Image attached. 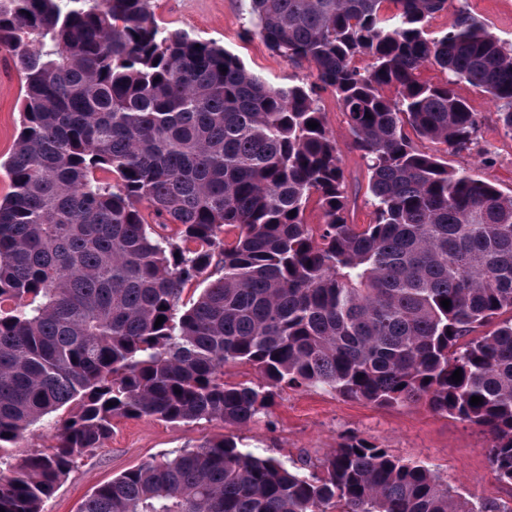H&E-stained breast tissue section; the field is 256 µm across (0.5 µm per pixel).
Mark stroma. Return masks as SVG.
I'll list each match as a JSON object with an SVG mask.
<instances>
[{
  "instance_id": "obj_1",
  "label": "stroma",
  "mask_w": 512,
  "mask_h": 512,
  "mask_svg": "<svg viewBox=\"0 0 512 512\" xmlns=\"http://www.w3.org/2000/svg\"><path fill=\"white\" fill-rule=\"evenodd\" d=\"M471 13L506 45H512V0H467ZM157 24L223 45L251 72L271 84L309 83L313 68L296 66L273 54L263 40L247 33L246 0H151ZM458 93L477 112L479 131L471 150L448 152L449 167L465 169L512 194V137L505 134L496 104L462 83ZM23 79L12 58L0 53V198L11 190L1 164L8 160L22 121ZM320 105L341 151L348 181L365 184L366 167L352 146V135L331 92ZM261 456L286 465L319 462L343 436L356 434L407 462L430 463L449 487L478 502L512 501V485L500 482L487 456L488 436L477 426L431 411L424 402L380 407L349 400L318 388L288 389L275 397L266 417L244 428L216 420L165 422L153 417L118 419L100 448L87 453L43 504V512H78L97 487L125 471L226 435Z\"/></svg>"
}]
</instances>
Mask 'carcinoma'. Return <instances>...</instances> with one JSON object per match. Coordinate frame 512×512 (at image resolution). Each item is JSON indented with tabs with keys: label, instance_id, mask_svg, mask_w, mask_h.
Instances as JSON below:
<instances>
[{
	"label": "carcinoma",
	"instance_id": "carcinoma-1",
	"mask_svg": "<svg viewBox=\"0 0 512 512\" xmlns=\"http://www.w3.org/2000/svg\"><path fill=\"white\" fill-rule=\"evenodd\" d=\"M248 2L251 31L314 82L272 85L216 42L159 27L150 0H0V51L25 78L0 200V450L78 403L53 447L0 475L5 512H42L116 419L241 427L285 387L422 400L488 432L512 484V317L498 320L512 313V195L413 141L470 149L462 82L512 136V47L465 6L430 36L448 0ZM428 66L444 80L422 81ZM328 88L365 161L369 224L350 217ZM229 363L263 382L226 383ZM80 512L512 509L348 436L298 468L225 437L124 472Z\"/></svg>",
	"mask_w": 512,
	"mask_h": 512
}]
</instances>
